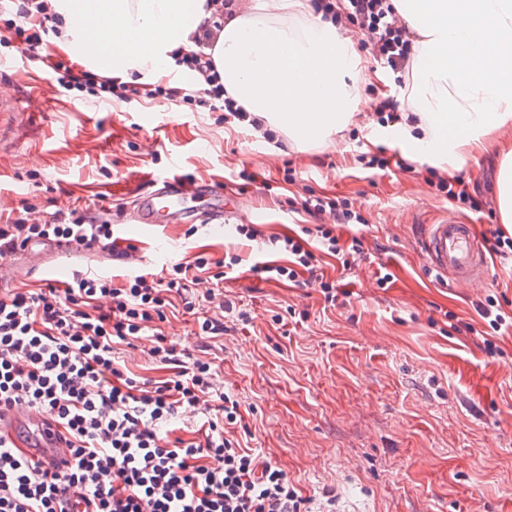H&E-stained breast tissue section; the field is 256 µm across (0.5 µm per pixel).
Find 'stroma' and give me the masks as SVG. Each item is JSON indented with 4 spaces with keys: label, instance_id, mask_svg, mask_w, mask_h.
I'll list each match as a JSON object with an SVG mask.
<instances>
[{
    "label": "stroma",
    "instance_id": "35a3bbf8",
    "mask_svg": "<svg viewBox=\"0 0 512 512\" xmlns=\"http://www.w3.org/2000/svg\"><path fill=\"white\" fill-rule=\"evenodd\" d=\"M65 56L56 43L37 63L21 61L15 48L0 50V80L49 103L0 131V195L11 199L0 224L22 217L26 202L47 216L102 199L142 269L201 254L242 255L223 297L248 320L211 339L209 356L220 388L240 402L235 438L276 462L310 512H512V334L496 337L507 356L493 358L476 337L447 333L444 317L475 320L476 303L489 294L512 314V277L495 265L482 287L456 288L429 268L424 226L452 206L426 183L424 165L377 176L365 168L382 150L405 157L376 116L359 110L337 134V150L303 153L225 123L220 112L67 95L50 68ZM361 59L360 100L389 97L407 108L410 75L395 77L366 53ZM175 157L186 180L223 184L235 202L223 237L204 226L190 236L183 224L133 223L131 200ZM288 162L303 184L357 199L369 221L361 230L366 257L352 274L342 275L335 257L320 259L325 277L345 279L346 305H326L317 288L265 282L250 271L267 255L242 245L236 225L266 239L291 235L302 221L289 210L294 189L282 181ZM495 166L484 153L462 168L470 192L487 202L465 214L479 232L500 221ZM242 169L251 182L236 178ZM56 262L24 251L0 268V284L39 287L41 268ZM383 266L395 276L386 289L376 284ZM278 314L283 322H275Z\"/></svg>",
    "mask_w": 512,
    "mask_h": 512
}]
</instances>
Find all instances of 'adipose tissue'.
Instances as JSON below:
<instances>
[{
  "mask_svg": "<svg viewBox=\"0 0 512 512\" xmlns=\"http://www.w3.org/2000/svg\"><path fill=\"white\" fill-rule=\"evenodd\" d=\"M415 35L408 118L392 128L411 161L456 174L496 149L499 214L512 223V0H393ZM62 48L100 75L139 83L163 76L173 55L212 23L215 0H48ZM113 38H105V27ZM224 89L298 149L334 146L358 110L352 38L312 0H250L226 16L212 50Z\"/></svg>",
  "mask_w": 512,
  "mask_h": 512,
  "instance_id": "1",
  "label": "adipose tissue"
}]
</instances>
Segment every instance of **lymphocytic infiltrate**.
Instances as JSON below:
<instances>
[{
	"mask_svg": "<svg viewBox=\"0 0 512 512\" xmlns=\"http://www.w3.org/2000/svg\"><path fill=\"white\" fill-rule=\"evenodd\" d=\"M14 19L8 20L0 45L16 48L27 60H39L51 40L61 38L63 21L45 0H11ZM325 19L364 32V46L384 68L409 70L413 41L398 20L391 0H319ZM221 22L206 27L177 58L194 89L181 86L136 87L85 71L74 75L56 63L53 80L68 92H80L104 103H128L138 98L178 102L224 115L225 122L260 127L259 119L225 97L210 48ZM290 207L312 218L299 234L270 238L272 248L287 253V264L258 262L253 272L269 281H298L302 274L317 277L327 303H336V282L318 278L316 256L307 248L314 238L343 269L363 260V239L352 236L342 245L335 227L366 225L349 199L313 189L291 198ZM24 217L0 224V260L11 259L29 243L63 240L81 250H111L113 229L101 209L58 210L36 217L34 205ZM239 255L214 261L171 262L159 272L132 271L122 284L92 272L74 274L65 286L53 284L36 291L0 295V409L26 403L61 425L71 437L72 461L64 468H41L0 435V512H308L279 465L242 447L229 435L240 403L220 391L211 362L168 343L160 324L175 300L186 313L197 303H209L215 291L206 279L223 282L226 268L240 264ZM481 325L448 314L452 331L481 339L490 356L502 349L488 332H499L508 315L495 297L477 306ZM145 340L149 356L169 369L163 380H138L123 369L117 348ZM214 408L198 438L173 436L172 419L194 414L203 398Z\"/></svg>",
	"mask_w": 512,
	"mask_h": 512,
	"instance_id": "1",
	"label": "lymphocytic infiltrate"
}]
</instances>
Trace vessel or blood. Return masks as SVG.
Wrapping results in <instances>:
<instances>
[{
    "label": "vessel or blood",
    "instance_id": "b4317fda",
    "mask_svg": "<svg viewBox=\"0 0 512 512\" xmlns=\"http://www.w3.org/2000/svg\"><path fill=\"white\" fill-rule=\"evenodd\" d=\"M38 97H18L14 90L0 88V114L16 119L39 108ZM204 200V222L215 232L224 230L227 204L222 187L210 185L187 186L177 173L153 179L149 192L140 194L134 203L135 221L139 224H166L172 218H188L194 210L188 199ZM423 251L429 265L446 275L458 288H478L488 279V261L473 234L470 223L452 213L445 214L428 225L422 238ZM20 425L30 427L39 442L37 453L45 464L68 460L67 436L53 424L44 423L35 410L18 407L0 411V432L12 433Z\"/></svg>",
    "mask_w": 512,
    "mask_h": 512
}]
</instances>
